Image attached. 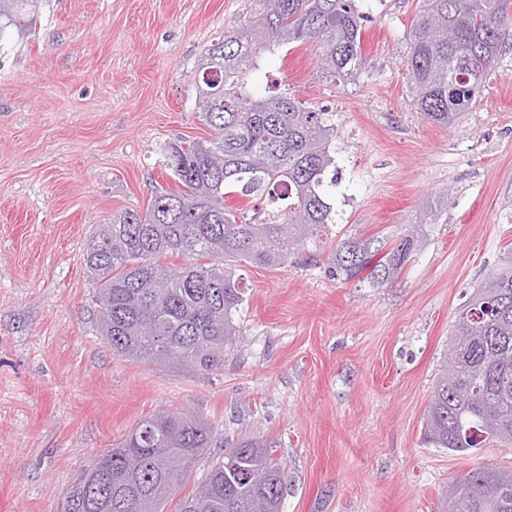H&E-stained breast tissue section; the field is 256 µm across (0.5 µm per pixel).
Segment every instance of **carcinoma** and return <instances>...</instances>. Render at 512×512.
Segmentation results:
<instances>
[{
  "mask_svg": "<svg viewBox=\"0 0 512 512\" xmlns=\"http://www.w3.org/2000/svg\"><path fill=\"white\" fill-rule=\"evenodd\" d=\"M34 0H0V41ZM244 25L206 46L198 59L199 117L211 138L163 148L176 187L151 192L145 209L99 225L86 250L96 285L97 324L109 348L135 361L213 372L236 341L245 302L230 263L283 265L314 233L342 221L336 137L339 113L312 110L283 94L260 95L249 82L269 55L313 40L324 71L349 81L365 69L358 0H259ZM454 31L448 40L445 31ZM512 36V0H420L403 66L417 108L451 125L471 108ZM288 201L259 221L229 195ZM417 216L401 235L341 239L332 274L381 288L397 279L424 243ZM177 255L181 266L161 258ZM209 257L214 263H195ZM443 368L422 423L432 448L470 454L512 447V254L487 273L456 315ZM218 428L188 411L142 419L113 448L93 455L63 496L60 512H283L288 473L273 442L242 437L209 457ZM201 481L173 500L197 469ZM442 512H512V472L474 468L453 482Z\"/></svg>",
  "mask_w": 512,
  "mask_h": 512,
  "instance_id": "obj_1",
  "label": "carcinoma"
}]
</instances>
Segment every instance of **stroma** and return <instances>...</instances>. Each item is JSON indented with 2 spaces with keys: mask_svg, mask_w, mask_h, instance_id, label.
<instances>
[{
  "mask_svg": "<svg viewBox=\"0 0 512 512\" xmlns=\"http://www.w3.org/2000/svg\"><path fill=\"white\" fill-rule=\"evenodd\" d=\"M418 0H363L367 65L326 78L317 42L278 51L270 78L339 113L351 200L317 248L236 266L245 303L224 368L136 362L97 331L84 257L97 224L172 187L162 149L206 140L194 109L203 48L258 0H38L0 43V501L57 512L87 460L144 417L188 409L226 439L275 441L284 512H441L448 486L512 448L461 455L421 439L455 310L512 249V45L481 97L442 126L402 65ZM456 203L391 284L330 273L338 239L393 236L440 191Z\"/></svg>",
  "mask_w": 512,
  "mask_h": 512,
  "instance_id": "obj_1",
  "label": "stroma"
}]
</instances>
